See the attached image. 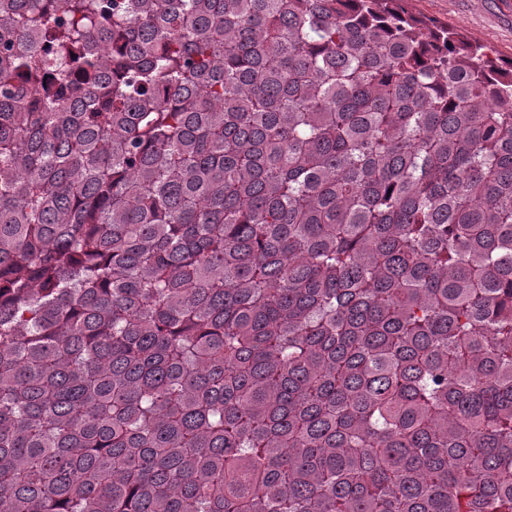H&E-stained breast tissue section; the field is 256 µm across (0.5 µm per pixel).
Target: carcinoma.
Wrapping results in <instances>:
<instances>
[{
  "label": "carcinoma",
  "mask_w": 512,
  "mask_h": 512,
  "mask_svg": "<svg viewBox=\"0 0 512 512\" xmlns=\"http://www.w3.org/2000/svg\"><path fill=\"white\" fill-rule=\"evenodd\" d=\"M403 0H0V512H512V59Z\"/></svg>",
  "instance_id": "obj_1"
}]
</instances>
